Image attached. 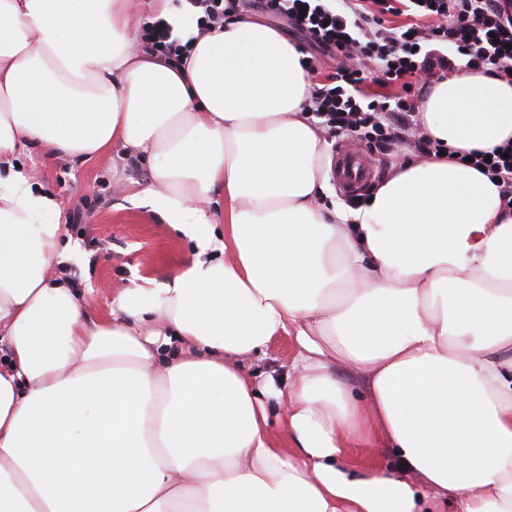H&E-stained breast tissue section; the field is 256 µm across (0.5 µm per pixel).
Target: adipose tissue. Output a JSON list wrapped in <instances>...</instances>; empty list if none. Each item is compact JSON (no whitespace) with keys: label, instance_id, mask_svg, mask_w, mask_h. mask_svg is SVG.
<instances>
[{"label":"adipose tissue","instance_id":"obj_1","mask_svg":"<svg viewBox=\"0 0 512 512\" xmlns=\"http://www.w3.org/2000/svg\"><path fill=\"white\" fill-rule=\"evenodd\" d=\"M192 12L0 0V512H512V213L458 158L512 140V81L432 79L416 111L445 156L352 207L328 199L296 46L247 15L202 35ZM147 17L187 57L150 51ZM32 144L147 158L132 200L196 257L91 318L58 270L62 206L16 162ZM283 335L287 369L246 368ZM376 439L397 466L351 464Z\"/></svg>","mask_w":512,"mask_h":512}]
</instances>
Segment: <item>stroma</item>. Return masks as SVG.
I'll return each instance as SVG.
<instances>
[{"label": "stroma", "mask_w": 512, "mask_h": 512, "mask_svg": "<svg viewBox=\"0 0 512 512\" xmlns=\"http://www.w3.org/2000/svg\"><path fill=\"white\" fill-rule=\"evenodd\" d=\"M18 163L61 202L66 235L85 255L83 263L65 264L64 275L84 287L93 316H108L113 296L138 277L166 281L191 259L192 241L129 199L147 184L148 161L122 158L116 148L80 163L33 146ZM78 209L79 223L73 220Z\"/></svg>", "instance_id": "stroma-1"}]
</instances>
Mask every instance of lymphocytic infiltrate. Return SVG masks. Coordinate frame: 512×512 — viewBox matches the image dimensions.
Wrapping results in <instances>:
<instances>
[{
	"mask_svg": "<svg viewBox=\"0 0 512 512\" xmlns=\"http://www.w3.org/2000/svg\"><path fill=\"white\" fill-rule=\"evenodd\" d=\"M285 16L305 47V69L318 74L335 61L310 100L328 135L343 132L365 145L439 156L421 135L409 94L418 82L464 65L512 77V0H265ZM401 17L387 26V16ZM382 94L369 97L367 83ZM473 165L512 210V143L477 152Z\"/></svg>",
	"mask_w": 512,
	"mask_h": 512,
	"instance_id": "1",
	"label": "lymphocytic infiltrate"
}]
</instances>
